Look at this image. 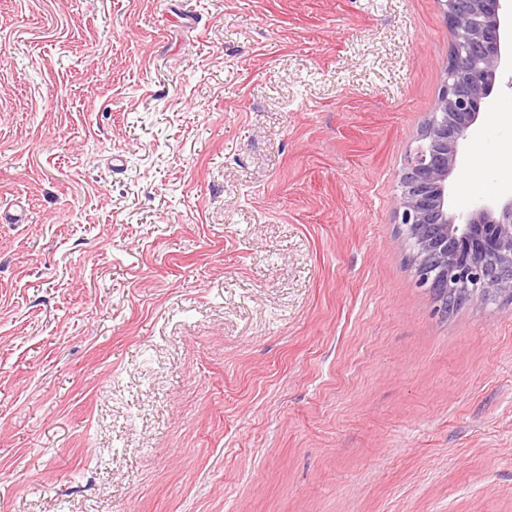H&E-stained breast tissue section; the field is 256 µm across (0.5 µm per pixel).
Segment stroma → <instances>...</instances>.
Returning a JSON list of instances; mask_svg holds the SVG:
<instances>
[{"instance_id": "1", "label": "stroma", "mask_w": 512, "mask_h": 512, "mask_svg": "<svg viewBox=\"0 0 512 512\" xmlns=\"http://www.w3.org/2000/svg\"><path fill=\"white\" fill-rule=\"evenodd\" d=\"M438 0H0V512H512V304L397 180ZM512 73L448 209L512 185Z\"/></svg>"}]
</instances>
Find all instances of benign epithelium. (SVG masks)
I'll return each instance as SVG.
<instances>
[{
	"mask_svg": "<svg viewBox=\"0 0 512 512\" xmlns=\"http://www.w3.org/2000/svg\"><path fill=\"white\" fill-rule=\"evenodd\" d=\"M451 42L443 91L399 174L397 213L419 282L441 307L512 295V193L448 213V179L477 131L497 76L512 66L504 0H438Z\"/></svg>",
	"mask_w": 512,
	"mask_h": 512,
	"instance_id": "1",
	"label": "benign epithelium"
}]
</instances>
